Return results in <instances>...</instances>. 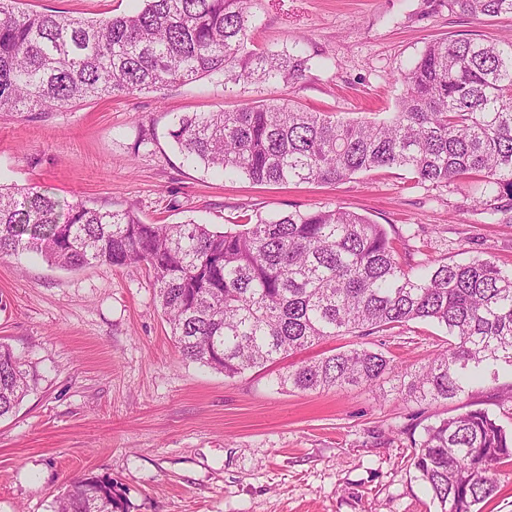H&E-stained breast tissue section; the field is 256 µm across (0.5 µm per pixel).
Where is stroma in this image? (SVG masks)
<instances>
[{
  "label": "stroma",
  "mask_w": 512,
  "mask_h": 512,
  "mask_svg": "<svg viewBox=\"0 0 512 512\" xmlns=\"http://www.w3.org/2000/svg\"><path fill=\"white\" fill-rule=\"evenodd\" d=\"M139 0H22L23 8L93 20ZM421 0H257L254 47L304 40L308 76L284 89L203 79L158 92L89 100L35 121L0 114V183L59 200L132 208L148 224L229 229L242 216L338 206L406 240L410 262L489 259L512 268V222L476 210L468 187L414 184L402 168L340 184L254 185L184 162L176 116L287 98L348 119L390 117L399 79L434 38H512V16L475 19ZM445 328L410 322L391 334L339 336L288 364L364 342L395 372L427 364ZM39 375L0 420V512H48L71 478H110L119 512H439L412 465L425 425L482 408L512 429V372L437 405L377 400L355 387L281 389L277 366L235 377L180 356L151 278L138 265L69 272L0 258V343Z\"/></svg>",
  "instance_id": "stroma-1"
}]
</instances>
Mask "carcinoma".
Masks as SVG:
<instances>
[{
    "mask_svg": "<svg viewBox=\"0 0 512 512\" xmlns=\"http://www.w3.org/2000/svg\"><path fill=\"white\" fill-rule=\"evenodd\" d=\"M130 14L85 20L24 11L0 0V113L28 119L88 98L161 91L214 75L224 83L290 87L307 76L305 51L253 43L256 0H142ZM475 19L512 15V0H422ZM383 121H341L284 99L178 118L184 159L258 185H336L407 168L417 183L474 179L478 210L512 221V40L428 42L401 74ZM36 255L66 270L143 266L181 357L234 377L336 336H371L410 321L446 328L448 347L394 374L390 358L357 346L277 377L301 391L364 386L382 398L432 405L474 379L512 369V269L491 260L401 262L383 225L342 207L246 218L239 228L145 224L129 208L61 202L31 185L0 183V256ZM36 373L0 343V418ZM412 465L440 512H474L512 459L509 433L483 409L423 428ZM112 481L83 475L50 512H115Z\"/></svg>",
    "mask_w": 512,
    "mask_h": 512,
    "instance_id": "obj_1",
    "label": "carcinoma"
}]
</instances>
